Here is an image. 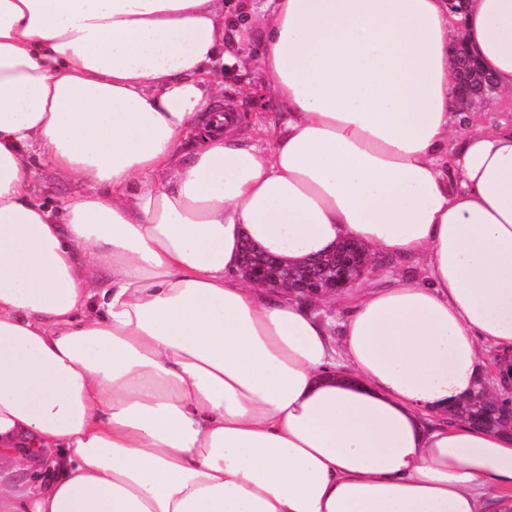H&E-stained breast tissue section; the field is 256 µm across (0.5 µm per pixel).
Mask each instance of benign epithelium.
I'll list each match as a JSON object with an SVG mask.
<instances>
[{"label": "benign epithelium", "instance_id": "benign-epithelium-1", "mask_svg": "<svg viewBox=\"0 0 512 512\" xmlns=\"http://www.w3.org/2000/svg\"><path fill=\"white\" fill-rule=\"evenodd\" d=\"M460 42L452 43V57L457 81V109L476 112L484 104L486 93L495 80L474 66L468 57L458 54ZM369 261L362 255L350 258L332 253L308 261L302 269L289 268L282 259L252 250L241 255V271L256 285L269 291L292 296L305 303L334 296L351 287L366 272Z\"/></svg>", "mask_w": 512, "mask_h": 512}]
</instances>
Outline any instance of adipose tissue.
Returning a JSON list of instances; mask_svg holds the SVG:
<instances>
[{"mask_svg": "<svg viewBox=\"0 0 512 512\" xmlns=\"http://www.w3.org/2000/svg\"><path fill=\"white\" fill-rule=\"evenodd\" d=\"M236 16L0 0V512H512V431L448 418L512 356V121L456 111L448 47L512 98V0ZM239 50L268 144L215 109ZM39 166L80 191L39 198ZM248 238L421 255L426 282L362 289L335 345L244 277Z\"/></svg>", "mask_w": 512, "mask_h": 512, "instance_id": "ef3b65f1", "label": "adipose tissue"}]
</instances>
